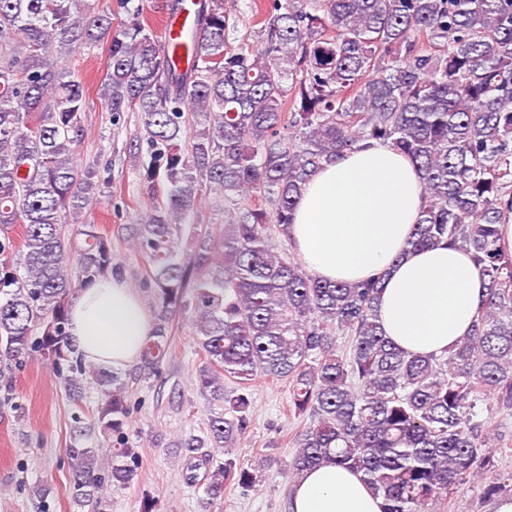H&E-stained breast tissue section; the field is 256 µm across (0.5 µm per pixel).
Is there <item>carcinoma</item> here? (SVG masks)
Masks as SVG:
<instances>
[{"mask_svg": "<svg viewBox=\"0 0 512 512\" xmlns=\"http://www.w3.org/2000/svg\"><path fill=\"white\" fill-rule=\"evenodd\" d=\"M130 15L115 29L100 0H0V362L39 353L61 373L82 369L66 326L77 291L112 272V242L88 221L112 162L75 164L86 90L58 59L102 44L100 98L115 122L140 114L126 153L155 196L124 227L163 309L142 367L158 370L170 315L190 312L200 385L224 403L210 447H235L251 381L264 376L288 381L290 411L310 419L295 438L294 477L333 460L363 475L384 512H427L486 475L496 454L512 453L478 412L489 400L512 412V257L497 246L512 210V0H272L261 49L229 45L225 0H201L184 69L140 10ZM364 140L424 173L412 245L457 246L486 277L470 333L446 356L409 354L385 336L379 282L321 281L272 242L311 174ZM206 185L224 194L228 221L180 254L176 234ZM67 216L83 225L78 244L62 233ZM95 379L98 420L120 434L128 407L117 376ZM69 455L73 502L102 512L99 449ZM111 458L109 481L130 483L138 453ZM217 472L212 501L227 480L257 483L256 469L232 459ZM482 498L512 499V472L484 482Z\"/></svg>", "mask_w": 512, "mask_h": 512, "instance_id": "obj_1", "label": "carcinoma"}]
</instances>
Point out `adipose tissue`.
Masks as SVG:
<instances>
[{"label":"adipose tissue","instance_id":"ef3b65f1","mask_svg":"<svg viewBox=\"0 0 512 512\" xmlns=\"http://www.w3.org/2000/svg\"><path fill=\"white\" fill-rule=\"evenodd\" d=\"M426 205L422 175L406 154L373 140L323 164L299 196L288 228L302 264L328 282L382 278L378 314L401 349L444 355L465 336L486 293L482 268L467 251L411 245ZM154 329L140 296L118 276L95 280L71 305L68 341L103 370L133 365ZM289 512H383L361 474L328 461L291 487Z\"/></svg>","mask_w":512,"mask_h":512}]
</instances>
